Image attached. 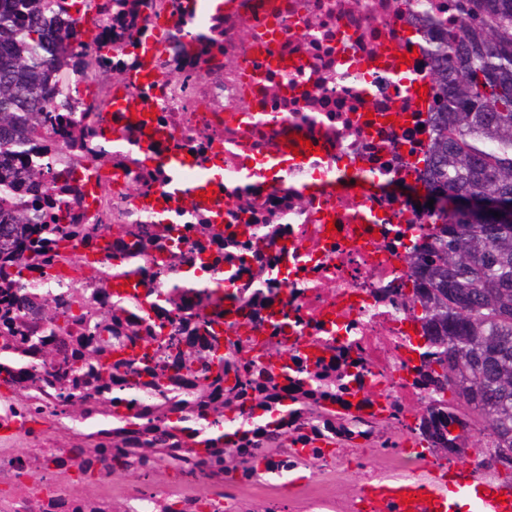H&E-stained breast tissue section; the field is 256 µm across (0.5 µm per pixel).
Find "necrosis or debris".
Instances as JSON below:
<instances>
[{"instance_id":"obj_1","label":"necrosis or debris","mask_w":512,"mask_h":512,"mask_svg":"<svg viewBox=\"0 0 512 512\" xmlns=\"http://www.w3.org/2000/svg\"><path fill=\"white\" fill-rule=\"evenodd\" d=\"M63 21L61 105L31 133L51 166L17 161L0 198L42 238L0 272V512H279L287 482L291 512H360L329 483L413 473L425 445L424 215L390 191L432 139L413 22L394 0H92ZM350 172L367 194L334 190ZM205 428L230 432L223 464Z\"/></svg>"}]
</instances>
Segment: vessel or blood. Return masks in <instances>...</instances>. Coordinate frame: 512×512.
Returning a JSON list of instances; mask_svg holds the SVG:
<instances>
[{"mask_svg":"<svg viewBox=\"0 0 512 512\" xmlns=\"http://www.w3.org/2000/svg\"><path fill=\"white\" fill-rule=\"evenodd\" d=\"M469 494L478 512H512V498L482 481L472 470L459 465L433 470L423 481L393 480L366 485L362 495L371 512H451L448 486Z\"/></svg>","mask_w":512,"mask_h":512,"instance_id":"1","label":"vessel or blood"}]
</instances>
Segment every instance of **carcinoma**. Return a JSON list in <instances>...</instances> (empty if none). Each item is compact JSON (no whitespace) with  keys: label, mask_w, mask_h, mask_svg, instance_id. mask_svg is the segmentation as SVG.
I'll return each mask as SVG.
<instances>
[{"label":"carcinoma","mask_w":512,"mask_h":512,"mask_svg":"<svg viewBox=\"0 0 512 512\" xmlns=\"http://www.w3.org/2000/svg\"><path fill=\"white\" fill-rule=\"evenodd\" d=\"M58 2L0 0V196L49 119ZM415 23L434 91L425 242L409 260L431 387L421 435L447 461L482 438L481 465L512 483V0H462L451 29L431 8ZM20 232L0 211V249Z\"/></svg>","instance_id":"obj_1"}]
</instances>
